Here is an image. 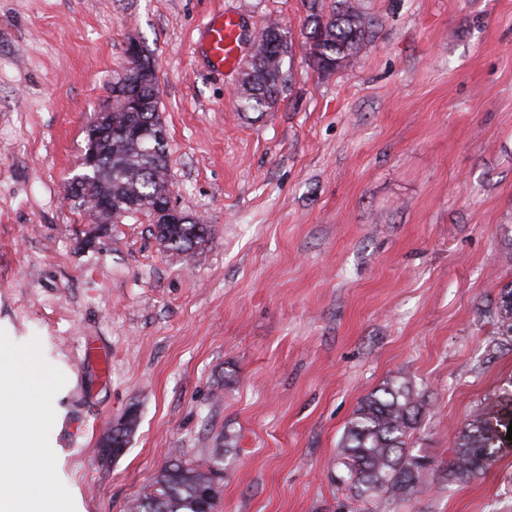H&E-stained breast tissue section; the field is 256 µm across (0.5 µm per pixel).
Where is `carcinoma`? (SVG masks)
<instances>
[{
	"instance_id": "carcinoma-1",
	"label": "carcinoma",
	"mask_w": 512,
	"mask_h": 512,
	"mask_svg": "<svg viewBox=\"0 0 512 512\" xmlns=\"http://www.w3.org/2000/svg\"><path fill=\"white\" fill-rule=\"evenodd\" d=\"M307 40L310 54L321 73L348 68L369 42L371 19L363 0H335L326 15L314 12ZM256 61L238 88L237 109L260 115L271 111L281 91L284 59L291 55L288 30L269 21L254 42ZM112 139L86 143L94 148L99 164L87 172L88 186L73 189L71 208L89 211L86 188L112 196V207L126 210L132 201L159 198L168 191L169 143L138 139L122 133L124 115L116 113ZM209 228L191 219L185 224H157L155 237L169 251L188 258L206 241ZM423 409L412 384L391 381L367 395L358 405L344 432L337 454L347 471L342 481L358 499L378 494L405 499L412 496L430 459L409 448ZM499 411L484 408L457 433L448 460V483L474 481L484 476L499 458L507 442ZM213 469L172 459L161 469L148 493L134 500L131 512H203L201 495L212 489Z\"/></svg>"
}]
</instances>
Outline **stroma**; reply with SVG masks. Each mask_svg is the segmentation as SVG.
Returning a JSON list of instances; mask_svg holds the SVG:
<instances>
[{"instance_id": "stroma-1", "label": "stroma", "mask_w": 512, "mask_h": 512, "mask_svg": "<svg viewBox=\"0 0 512 512\" xmlns=\"http://www.w3.org/2000/svg\"><path fill=\"white\" fill-rule=\"evenodd\" d=\"M369 45L314 66L309 0H0V344L35 357L39 446L68 512H130L171 455L218 464L213 512H512V447L449 483L454 437L512 390V0H364ZM268 20L293 51L275 108L235 109L204 53L209 16ZM150 55L193 258L149 213L91 223L64 199L126 48ZM112 365L84 361L94 345ZM408 379L407 500L335 476L360 400ZM138 425L104 463L102 436Z\"/></svg>"}]
</instances>
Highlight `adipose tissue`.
Here are the masks:
<instances>
[{"label": "adipose tissue", "mask_w": 512, "mask_h": 512, "mask_svg": "<svg viewBox=\"0 0 512 512\" xmlns=\"http://www.w3.org/2000/svg\"><path fill=\"white\" fill-rule=\"evenodd\" d=\"M35 369V359L23 361L0 351V403L10 406L0 416V512H61L50 494L34 498L27 490L38 455L33 438L45 400L39 392L25 394L21 379Z\"/></svg>", "instance_id": "obj_1"}]
</instances>
